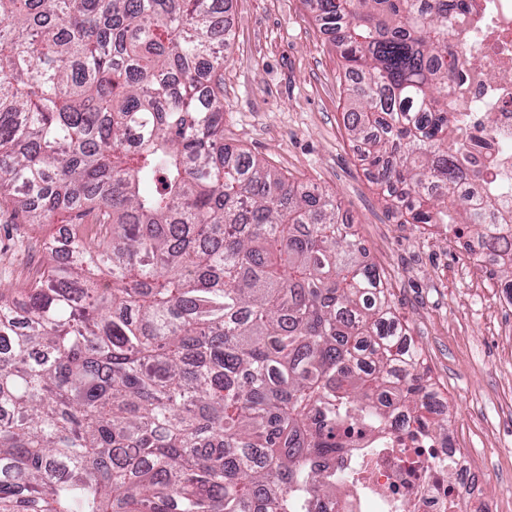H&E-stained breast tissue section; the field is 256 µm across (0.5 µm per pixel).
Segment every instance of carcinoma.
I'll use <instances>...</instances> for the list:
<instances>
[{
    "label": "carcinoma",
    "mask_w": 512,
    "mask_h": 512,
    "mask_svg": "<svg viewBox=\"0 0 512 512\" xmlns=\"http://www.w3.org/2000/svg\"><path fill=\"white\" fill-rule=\"evenodd\" d=\"M404 223L512 220L448 118L460 0H308ZM225 0H0V203L75 230L0 284V512H299L336 418L441 404L333 195L224 144Z\"/></svg>",
    "instance_id": "obj_1"
}]
</instances>
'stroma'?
<instances>
[{
	"mask_svg": "<svg viewBox=\"0 0 512 512\" xmlns=\"http://www.w3.org/2000/svg\"><path fill=\"white\" fill-rule=\"evenodd\" d=\"M224 142L264 158L295 184L335 194L448 400V440L476 462L510 470L512 363L487 320L512 322L505 281L463 254L454 235L404 224L371 184L345 122L349 82L334 40L305 0H229ZM47 224L0 208V283L20 286L43 260Z\"/></svg>",
	"mask_w": 512,
	"mask_h": 512,
	"instance_id": "stroma-1",
	"label": "stroma"
}]
</instances>
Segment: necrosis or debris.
<instances>
[{"instance_id":"4bbe7bcc","label":"necrosis or debris","mask_w":512,"mask_h":512,"mask_svg":"<svg viewBox=\"0 0 512 512\" xmlns=\"http://www.w3.org/2000/svg\"><path fill=\"white\" fill-rule=\"evenodd\" d=\"M448 54L461 64L449 96L469 106L457 137L491 162L496 188H512V0H464L448 33ZM478 56V67L467 66ZM492 136H481L484 120ZM402 426L345 421L336 448L320 459L325 491L307 496L301 512H501L486 495L499 471L473 465L446 440L399 412Z\"/></svg>"}]
</instances>
